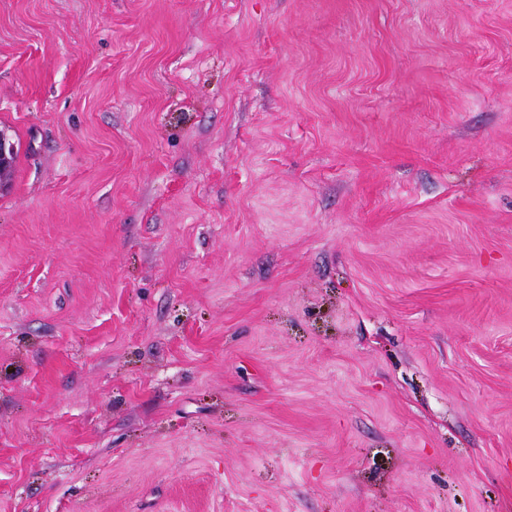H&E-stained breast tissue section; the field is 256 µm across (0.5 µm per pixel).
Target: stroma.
<instances>
[{
    "label": "stroma",
    "mask_w": 512,
    "mask_h": 512,
    "mask_svg": "<svg viewBox=\"0 0 512 512\" xmlns=\"http://www.w3.org/2000/svg\"><path fill=\"white\" fill-rule=\"evenodd\" d=\"M0 512H512V0H0Z\"/></svg>",
    "instance_id": "35a3bbf8"
}]
</instances>
